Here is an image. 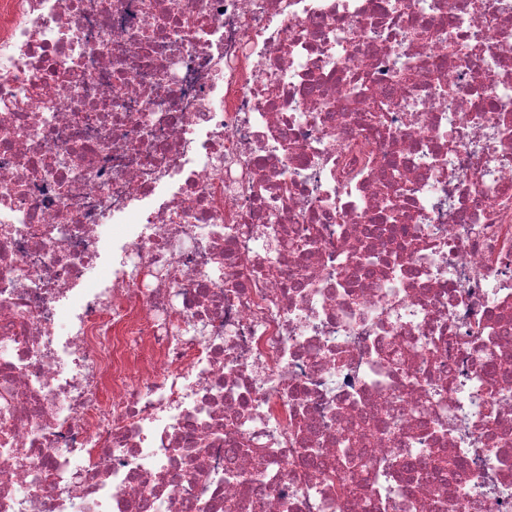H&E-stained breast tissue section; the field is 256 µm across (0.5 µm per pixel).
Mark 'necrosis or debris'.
Instances as JSON below:
<instances>
[{
	"instance_id": "obj_1",
	"label": "necrosis or debris",
	"mask_w": 512,
	"mask_h": 512,
	"mask_svg": "<svg viewBox=\"0 0 512 512\" xmlns=\"http://www.w3.org/2000/svg\"><path fill=\"white\" fill-rule=\"evenodd\" d=\"M0 512H512V0H0Z\"/></svg>"
}]
</instances>
